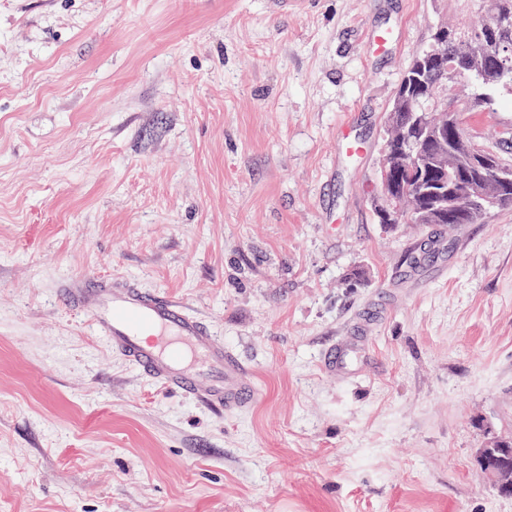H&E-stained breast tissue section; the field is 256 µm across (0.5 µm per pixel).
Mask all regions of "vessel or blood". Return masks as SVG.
Segmentation results:
<instances>
[{"label": "vessel or blood", "instance_id": "b4317fda", "mask_svg": "<svg viewBox=\"0 0 512 512\" xmlns=\"http://www.w3.org/2000/svg\"><path fill=\"white\" fill-rule=\"evenodd\" d=\"M67 308L80 310L113 353L162 390L219 412L252 402L251 370L182 301L144 291L131 280L68 275L56 284Z\"/></svg>", "mask_w": 512, "mask_h": 512}]
</instances>
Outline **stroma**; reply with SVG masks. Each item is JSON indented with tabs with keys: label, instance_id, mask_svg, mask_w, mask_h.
I'll return each mask as SVG.
<instances>
[{
	"label": "stroma",
	"instance_id": "obj_1",
	"mask_svg": "<svg viewBox=\"0 0 512 512\" xmlns=\"http://www.w3.org/2000/svg\"><path fill=\"white\" fill-rule=\"evenodd\" d=\"M460 16L0 0V512H512L476 461L512 435V210L448 234L373 215L402 72ZM463 121L512 156V110ZM77 273L199 312L254 404L138 373L59 304Z\"/></svg>",
	"mask_w": 512,
	"mask_h": 512
}]
</instances>
